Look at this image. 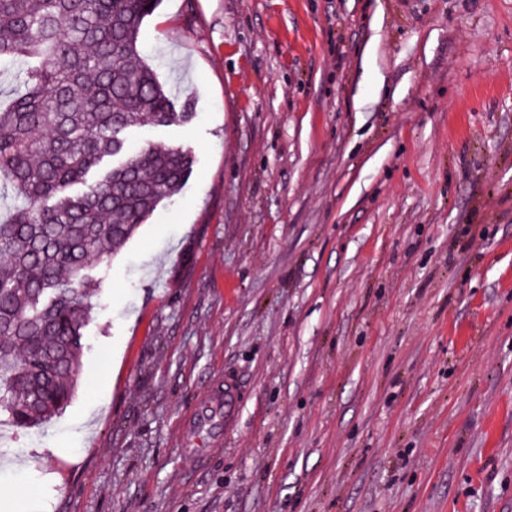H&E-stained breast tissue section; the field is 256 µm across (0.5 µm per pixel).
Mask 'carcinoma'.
<instances>
[{"instance_id":"carcinoma-1","label":"carcinoma","mask_w":512,"mask_h":512,"mask_svg":"<svg viewBox=\"0 0 512 512\" xmlns=\"http://www.w3.org/2000/svg\"><path fill=\"white\" fill-rule=\"evenodd\" d=\"M158 0H0V60L27 64L0 106V178L21 202L0 221V423L35 426L72 399L98 284L181 190L192 155L133 151L126 130L189 117L140 54Z\"/></svg>"}]
</instances>
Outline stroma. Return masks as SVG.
<instances>
[{"label":"stroma","instance_id":"1","mask_svg":"<svg viewBox=\"0 0 512 512\" xmlns=\"http://www.w3.org/2000/svg\"><path fill=\"white\" fill-rule=\"evenodd\" d=\"M194 158L92 273L76 393L0 512H512V0H160ZM240 417L203 467L216 378ZM240 409L238 391L225 379L210 385L196 409L183 419L184 455L197 464L224 444V435L233 429Z\"/></svg>","mask_w":512,"mask_h":512}]
</instances>
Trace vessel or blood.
Masks as SVG:
<instances>
[{
	"instance_id": "obj_1",
	"label": "vessel or blood",
	"mask_w": 512,
	"mask_h": 512,
	"mask_svg": "<svg viewBox=\"0 0 512 512\" xmlns=\"http://www.w3.org/2000/svg\"><path fill=\"white\" fill-rule=\"evenodd\" d=\"M240 409L238 391L231 380L210 385L196 409L182 422V444L185 456L203 462L206 455L224 443L233 429Z\"/></svg>"
}]
</instances>
